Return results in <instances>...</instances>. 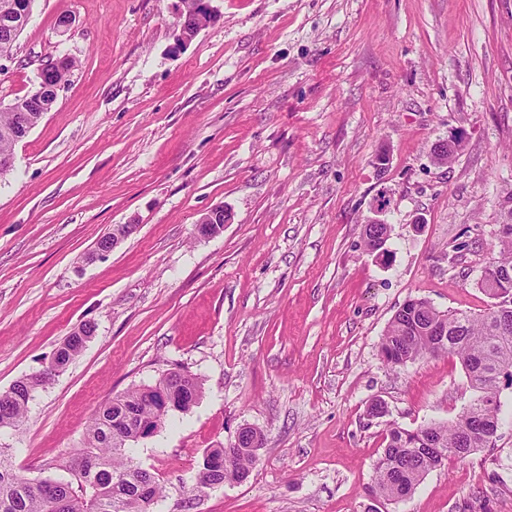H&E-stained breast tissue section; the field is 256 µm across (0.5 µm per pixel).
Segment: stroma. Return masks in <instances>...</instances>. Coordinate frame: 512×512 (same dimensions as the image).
<instances>
[{"instance_id":"stroma-1","label":"stroma","mask_w":512,"mask_h":512,"mask_svg":"<svg viewBox=\"0 0 512 512\" xmlns=\"http://www.w3.org/2000/svg\"><path fill=\"white\" fill-rule=\"evenodd\" d=\"M208 5L178 50L179 0H35L0 74L6 105L45 64L76 63L0 178V391L95 327L0 448L63 479L56 457L101 404L178 367L199 400L131 445L164 489L153 512H363L388 425L452 422L473 396L457 357L393 367L380 345L408 299L491 303L477 281L512 195V0ZM452 134L456 159L435 164ZM219 205L230 222L198 236ZM116 224L136 230L93 258ZM502 399L495 447L383 512H512ZM246 426L264 435L247 479L198 488L204 453ZM389 227L383 219L371 218L364 225V241L369 251H375L380 248L379 242H387L389 238ZM387 237V238H386ZM93 332L94 327L91 324H84L78 329V332L75 331L65 337L54 352L50 365L54 363L61 371H64L85 347Z\"/></svg>"}]
</instances>
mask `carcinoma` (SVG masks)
Segmentation results:
<instances>
[{
	"label": "carcinoma",
	"mask_w": 512,
	"mask_h": 512,
	"mask_svg": "<svg viewBox=\"0 0 512 512\" xmlns=\"http://www.w3.org/2000/svg\"><path fill=\"white\" fill-rule=\"evenodd\" d=\"M34 0H0L15 8L21 25L11 31L0 26V54H12L25 29ZM187 29L210 21L199 0L184 2ZM74 61L64 57L42 69L34 91L14 100L33 126L50 111L57 91L66 81ZM17 113L0 110V157L13 154ZM505 209L509 221L497 225L498 251L482 270L478 286L492 305L481 314L467 310L440 311L424 298L403 303L390 320L381 343L387 363L405 365L431 354L456 355L466 370L474 397L456 420L432 422L415 430L389 426L386 445L374 467L369 493L388 502L410 497L433 468L449 458H465L472 452L495 447L502 424V387L512 386V196ZM389 236L385 224L364 225L368 250L379 249ZM90 324L81 326L60 343L52 363L65 370L93 335ZM43 385L36 375L17 380L0 392V429H18L26 421L34 391ZM197 379L179 370L160 377L153 385L131 389L96 410L83 447L71 454L62 467L68 481L30 479L0 459V512H151L163 493L151 474L133 464L129 453L131 432L121 425L128 414L153 428L172 411L186 412L197 400ZM257 455L247 444L215 448L203 458L197 474L201 488L214 489L224 482L248 476Z\"/></svg>",
	"instance_id": "1"
}]
</instances>
